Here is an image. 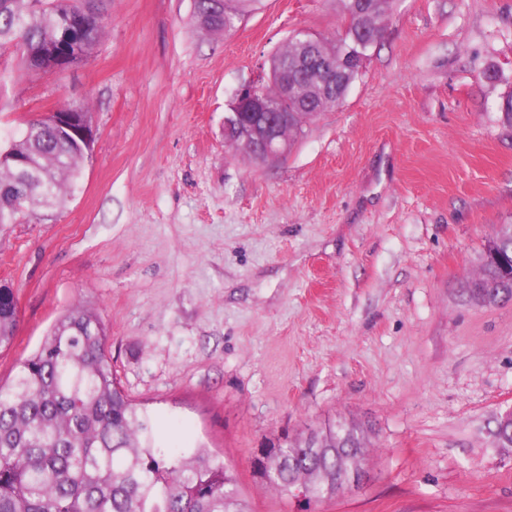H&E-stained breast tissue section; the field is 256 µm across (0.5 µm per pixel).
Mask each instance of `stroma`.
Returning a JSON list of instances; mask_svg holds the SVG:
<instances>
[{"label":"stroma","instance_id":"35a3bbf8","mask_svg":"<svg viewBox=\"0 0 512 512\" xmlns=\"http://www.w3.org/2000/svg\"><path fill=\"white\" fill-rule=\"evenodd\" d=\"M339 0H262L230 33L193 0H112L61 71L0 55V137L91 105L92 156L59 213L0 225L19 322L0 383L74 306L161 446L204 445L249 512H512V304L459 288L512 224V0H391L341 102L283 157L228 142L239 88L296 31L343 33ZM365 432L359 488L308 503L253 458L330 426Z\"/></svg>","mask_w":512,"mask_h":512}]
</instances>
